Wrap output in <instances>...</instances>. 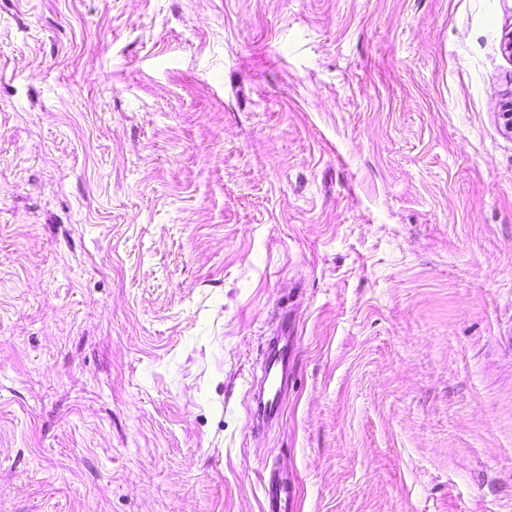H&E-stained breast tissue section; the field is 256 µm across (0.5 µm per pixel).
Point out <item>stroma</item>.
I'll use <instances>...</instances> for the list:
<instances>
[{
	"label": "stroma",
	"instance_id": "1",
	"mask_svg": "<svg viewBox=\"0 0 512 512\" xmlns=\"http://www.w3.org/2000/svg\"><path fill=\"white\" fill-rule=\"evenodd\" d=\"M511 33L0 0V512H262L272 469L295 512H512ZM261 376L254 378L250 390L254 400V389L260 390L255 398L256 408L251 405V416L261 424L272 426L281 416L283 395L288 391V379L291 374L288 356V334L270 336L261 362Z\"/></svg>",
	"mask_w": 512,
	"mask_h": 512
}]
</instances>
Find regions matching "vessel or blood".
Listing matches in <instances>:
<instances>
[{
	"label": "vessel or blood",
	"instance_id": "obj_1",
	"mask_svg": "<svg viewBox=\"0 0 512 512\" xmlns=\"http://www.w3.org/2000/svg\"><path fill=\"white\" fill-rule=\"evenodd\" d=\"M290 374L287 335L281 333L269 337L262 357L261 375L252 381L259 389L256 406L251 411L253 419L266 426L279 421ZM263 495L265 512H290L294 494L287 479L268 476L263 481Z\"/></svg>",
	"mask_w": 512,
	"mask_h": 512
}]
</instances>
